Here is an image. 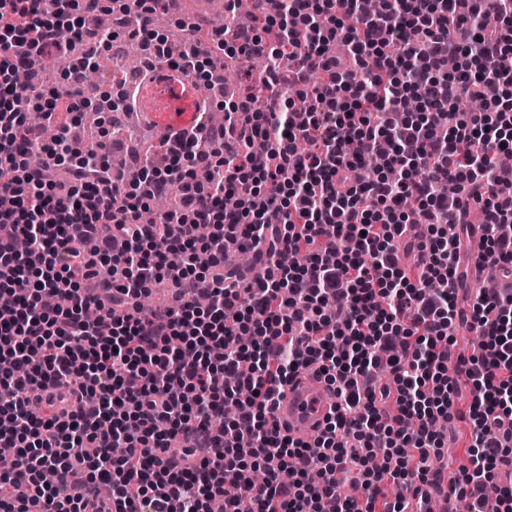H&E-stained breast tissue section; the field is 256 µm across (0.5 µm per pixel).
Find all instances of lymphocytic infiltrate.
Segmentation results:
<instances>
[{
  "mask_svg": "<svg viewBox=\"0 0 512 512\" xmlns=\"http://www.w3.org/2000/svg\"><path fill=\"white\" fill-rule=\"evenodd\" d=\"M169 2L0 0V291L13 298L0 360L26 369L0 379V445L14 451L0 512L45 500L53 512H210L215 499L224 512H324L331 499L336 512H405L404 490L431 484L455 445L437 427L453 419L471 431L451 494L470 512H512V480L495 482L512 467V169L495 162L512 149V0H470L464 14L457 0H282L258 25L211 29L229 55L270 62L265 104L225 101L210 143L175 134L164 167L143 163L142 192L113 175L103 143L33 142L29 110L78 111L93 58L73 49L105 44L97 17L118 30L136 15L150 42ZM33 54L65 63V83L17 84ZM488 83L497 96L460 115ZM413 96L417 110L402 111ZM173 189L176 208L142 223ZM470 202L501 287L464 310ZM228 241L252 255L248 282L225 266ZM104 264L116 280L95 281ZM165 282L173 306L146 312L142 297ZM475 324L480 354L450 360L449 333ZM384 363L389 385L376 381ZM310 367L336 405L301 442L273 408ZM228 401L237 418L214 432Z\"/></svg>",
  "mask_w": 512,
  "mask_h": 512,
  "instance_id": "obj_1",
  "label": "lymphocytic infiltrate"
}]
</instances>
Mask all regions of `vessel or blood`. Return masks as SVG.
I'll list each match as a JSON object with an SVG mask.
<instances>
[{"label":"vessel or blood","instance_id":"1","mask_svg":"<svg viewBox=\"0 0 512 512\" xmlns=\"http://www.w3.org/2000/svg\"><path fill=\"white\" fill-rule=\"evenodd\" d=\"M198 97L190 80L168 63L161 62L139 85L135 110L155 127L160 136L186 131L202 140L210 123L194 108ZM334 403L332 390L308 369L288 385L278 402L275 416L291 437L308 441L321 430Z\"/></svg>","mask_w":512,"mask_h":512}]
</instances>
